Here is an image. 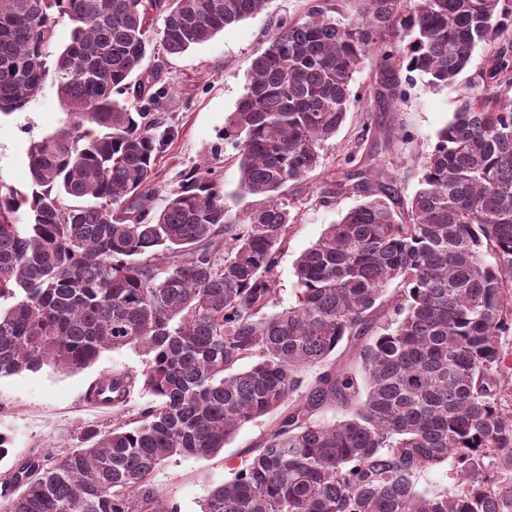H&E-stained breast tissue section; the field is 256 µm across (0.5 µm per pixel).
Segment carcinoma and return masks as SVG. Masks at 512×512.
Segmentation results:
<instances>
[{"mask_svg":"<svg viewBox=\"0 0 512 512\" xmlns=\"http://www.w3.org/2000/svg\"><path fill=\"white\" fill-rule=\"evenodd\" d=\"M266 2L0 0V115L52 89L73 116L30 142V191L0 182V376L80 370L133 346L140 375L104 376L87 400L119 408L137 385L153 397L131 428L87 429L82 448L18 463L0 512H180L153 472L217 454L273 411L263 446L201 512H512L498 381L512 334V4L365 0L357 21L314 5L280 22L224 130L257 201L231 218L200 166L154 208V39L179 55ZM64 21L72 39L54 51ZM372 53L388 71L383 101L402 98L399 64L458 89L456 107L405 222L395 182H355L359 203L297 257L295 301L271 312L288 185L319 166ZM342 342L349 358L328 364ZM311 365L323 371L306 383ZM445 465L458 489L417 490Z\"/></svg>","mask_w":512,"mask_h":512,"instance_id":"carcinoma-1","label":"carcinoma"}]
</instances>
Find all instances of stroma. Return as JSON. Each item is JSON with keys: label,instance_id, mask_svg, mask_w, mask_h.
<instances>
[{"label": "stroma", "instance_id": "35a3bbf8", "mask_svg": "<svg viewBox=\"0 0 512 512\" xmlns=\"http://www.w3.org/2000/svg\"><path fill=\"white\" fill-rule=\"evenodd\" d=\"M317 0H270L259 14L225 28L212 41L179 56L156 52L168 88L155 110L164 123L159 129L163 145L157 160L159 176L155 206L182 183L195 166L210 163L224 193L230 215H241L248 201L239 188L234 151L223 140L224 126L244 92L251 62L278 21L304 17ZM407 95L396 105L376 97L381 79L377 56H369L355 75L354 101L347 120L321 152L320 165L306 181L288 187V208L295 221L288 231V245L279 266V307L294 301L293 264L329 224L355 206L351 191L323 200L329 181L345 182L353 172L377 175L386 172L399 194L411 196L418 186L422 165L436 142L437 131L448 122L457 93L428 85L425 78L410 77ZM69 122V109L53 91L29 108L0 118V180L19 189L30 183L27 148L31 140L53 133ZM146 356L140 349L108 350L91 366L61 371L45 365L34 371L0 377V434L9 439L8 453L0 459V478L17 462L32 454L60 453L82 445L85 429L110 430L114 415L136 420L152 400L134 391L121 411L91 405L86 395L101 376L140 372ZM274 416L244 424L223 451L206 458L175 456L164 462L152 481L181 512H200L210 489L230 476V467L248 455L274 423Z\"/></svg>", "mask_w": 512, "mask_h": 512}]
</instances>
